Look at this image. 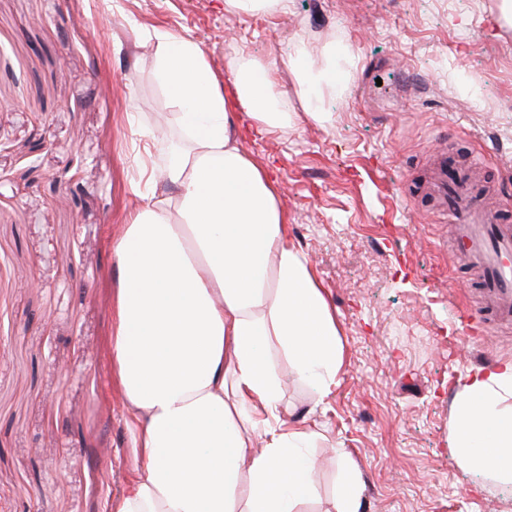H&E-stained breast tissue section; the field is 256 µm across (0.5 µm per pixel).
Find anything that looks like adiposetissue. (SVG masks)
<instances>
[{"label":"adipose tissue","mask_w":512,"mask_h":512,"mask_svg":"<svg viewBox=\"0 0 512 512\" xmlns=\"http://www.w3.org/2000/svg\"><path fill=\"white\" fill-rule=\"evenodd\" d=\"M153 65L190 136L157 173L173 208L142 194L112 244V373L137 463L110 512H299L314 492L316 433L285 418L266 344L276 340L322 397L342 346L288 240L277 183L240 148L233 110L269 129L288 115L273 105L270 67L234 62L230 96L189 38L164 37ZM451 438L463 465L512 479L511 361L468 376Z\"/></svg>","instance_id":"adipose-tissue-1"}]
</instances>
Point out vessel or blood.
Returning a JSON list of instances; mask_svg holds the SVG:
<instances>
[{"instance_id": "vessel-or-blood-1", "label": "vessel or blood", "mask_w": 512, "mask_h": 512, "mask_svg": "<svg viewBox=\"0 0 512 512\" xmlns=\"http://www.w3.org/2000/svg\"><path fill=\"white\" fill-rule=\"evenodd\" d=\"M434 191L448 201L457 252L477 270L487 309L499 320L512 319V226L483 205L468 168L439 161Z\"/></svg>"}]
</instances>
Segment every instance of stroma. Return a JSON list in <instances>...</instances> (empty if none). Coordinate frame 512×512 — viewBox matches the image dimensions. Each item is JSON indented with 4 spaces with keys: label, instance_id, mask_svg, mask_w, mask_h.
I'll return each mask as SVG.
<instances>
[{
    "label": "stroma",
    "instance_id": "1",
    "mask_svg": "<svg viewBox=\"0 0 512 512\" xmlns=\"http://www.w3.org/2000/svg\"><path fill=\"white\" fill-rule=\"evenodd\" d=\"M210 67L273 68L279 130L239 115L244 152L276 178L288 237L334 308L344 364L317 400L276 345L292 420L329 512L347 461L364 512H512V485L464 468L451 408L467 377L512 361V323L480 317L448 215L426 191L438 155L480 160L512 223V29L495 0H0V512H105L135 465L111 372L112 241L152 140L181 134L152 65L157 36ZM336 71L327 122L301 111L290 60ZM478 325L486 341L463 334ZM224 6L250 12L276 13L287 8L288 0H225Z\"/></svg>",
    "mask_w": 512,
    "mask_h": 512
}]
</instances>
